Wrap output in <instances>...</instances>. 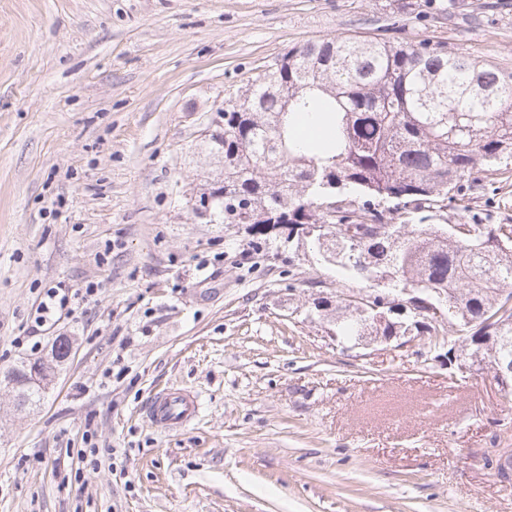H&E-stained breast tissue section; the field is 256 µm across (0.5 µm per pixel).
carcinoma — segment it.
I'll list each match as a JSON object with an SVG mask.
<instances>
[{"mask_svg":"<svg viewBox=\"0 0 512 512\" xmlns=\"http://www.w3.org/2000/svg\"><path fill=\"white\" fill-rule=\"evenodd\" d=\"M224 199L211 220L266 225L330 224L335 242L359 236V251L386 256L403 284L438 288L472 303L470 336H505L465 355L496 373L512 364V247L497 236L445 235L431 223L463 181L512 158V72L484 66L430 39L336 36L295 45L260 71L243 101H225ZM403 231L398 242L367 237L370 224ZM412 335L445 343L414 319ZM351 342L357 317L335 324Z\"/></svg>","mask_w":512,"mask_h":512,"instance_id":"1","label":"carcinoma"}]
</instances>
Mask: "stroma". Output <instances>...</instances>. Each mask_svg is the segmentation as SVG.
I'll list each match as a JSON object with an SVG mask.
<instances>
[{
  "label": "stroma",
  "mask_w": 512,
  "mask_h": 512,
  "mask_svg": "<svg viewBox=\"0 0 512 512\" xmlns=\"http://www.w3.org/2000/svg\"><path fill=\"white\" fill-rule=\"evenodd\" d=\"M447 2L0 0V375L59 336L76 350L39 406L0 386V512H512L481 459L512 393L449 378L421 339L337 344L314 305L366 281L191 210L225 98L296 44L398 13L404 37L512 72V0ZM467 194L512 225V172ZM60 281L99 292L17 346ZM169 387L200 414L167 433L143 409Z\"/></svg>",
  "instance_id": "1"
}]
</instances>
